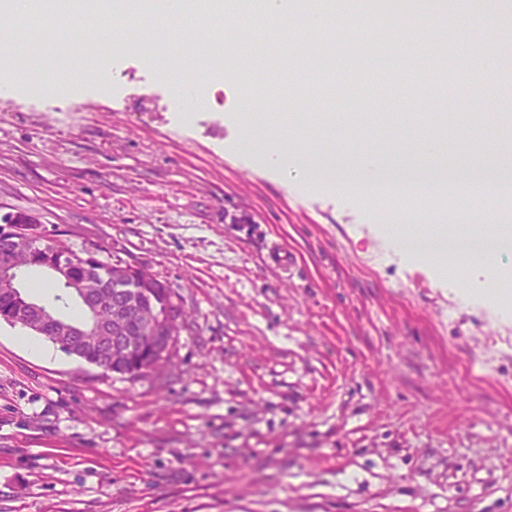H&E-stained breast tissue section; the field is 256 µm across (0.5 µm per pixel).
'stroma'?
Here are the masks:
<instances>
[{
	"mask_svg": "<svg viewBox=\"0 0 512 512\" xmlns=\"http://www.w3.org/2000/svg\"><path fill=\"white\" fill-rule=\"evenodd\" d=\"M207 26L178 33L179 57L145 25L129 52L77 30L69 53L107 72L104 89L60 90L32 43L0 45L18 63L0 93V215L149 269L184 313L169 365L134 381L33 355L0 322V512H512V307L405 257L382 230L386 196L257 161L241 119L261 106L273 148L339 164L360 136L386 163L438 142V163L494 168L512 142V69L489 54L503 21L441 60L396 43L426 79L367 91L383 104L369 111L304 67L285 89L250 52L187 50ZM460 66L498 94L449 90ZM194 72L191 102L174 81ZM413 97L433 119H410ZM273 240L296 253L294 275L267 266Z\"/></svg>",
	"mask_w": 512,
	"mask_h": 512,
	"instance_id": "35a3bbf8",
	"label": "stroma"
}]
</instances>
